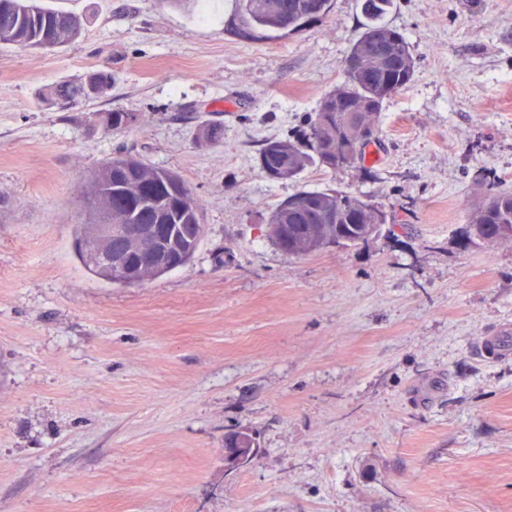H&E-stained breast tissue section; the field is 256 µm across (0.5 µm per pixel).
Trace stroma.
Segmentation results:
<instances>
[{"instance_id":"35a3bbf8","label":"stroma","mask_w":512,"mask_h":512,"mask_svg":"<svg viewBox=\"0 0 512 512\" xmlns=\"http://www.w3.org/2000/svg\"><path fill=\"white\" fill-rule=\"evenodd\" d=\"M41 3L83 29L0 46V512H512V354L475 353L512 327V244L466 237L512 189V0H394L415 72L364 167L283 181L259 149L342 82L358 0L259 42L225 32L233 0ZM100 70L106 96L42 102ZM118 151L176 172L205 224L190 263L134 287L75 248ZM314 189L406 225L287 255L265 220ZM237 431L254 451L230 468Z\"/></svg>"}]
</instances>
